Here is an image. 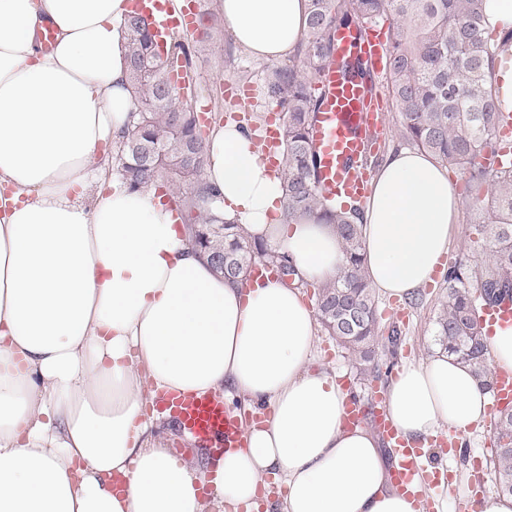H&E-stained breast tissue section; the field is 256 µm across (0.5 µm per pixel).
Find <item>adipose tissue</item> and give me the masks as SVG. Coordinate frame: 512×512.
Wrapping results in <instances>:
<instances>
[{"mask_svg":"<svg viewBox=\"0 0 512 512\" xmlns=\"http://www.w3.org/2000/svg\"><path fill=\"white\" fill-rule=\"evenodd\" d=\"M218 9L235 44L267 63L297 53L309 0ZM126 11V0H0V512H259L269 475L287 487L278 512H421L391 483L378 437L344 427L347 394L313 368L317 322L299 289L216 276L154 191L112 180L108 148L134 110ZM205 180L225 219L288 254L303 279L343 266L335 225L285 220L282 182L249 129L212 128ZM457 218L446 168L391 153L363 210L370 287L412 295ZM161 391L218 392L261 419L218 465L182 461L142 417ZM487 405L444 351L404 365L386 396L416 441L468 433Z\"/></svg>","mask_w":512,"mask_h":512,"instance_id":"obj_1","label":"adipose tissue"}]
</instances>
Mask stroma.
<instances>
[{
	"mask_svg": "<svg viewBox=\"0 0 512 512\" xmlns=\"http://www.w3.org/2000/svg\"><path fill=\"white\" fill-rule=\"evenodd\" d=\"M196 78L200 89L194 100L196 108L208 109L214 122H224L227 115H235L250 130L262 127L271 107L264 90L263 77L269 66L253 60L242 50L233 46L230 35L224 29L223 20H216L211 39L198 43L194 56ZM228 82L251 83L256 88L254 99L233 101L225 98L224 85ZM448 180L459 198V214L452 225L446 259L449 263L461 260L484 258L488 252L489 240L477 231L484 216L469 205L473 193L467 171L452 168ZM446 269L438 267L430 286L417 290L402 301L410 312L407 324L402 325V341L394 359L395 368L383 375L378 384L389 387L396 378V369L409 362H420L438 347L435 336V318L439 306L447 293ZM317 365L340 375L351 384L352 390L368 394L373 384L358 376L351 356L339 347L332 336L318 331L316 337ZM494 419L486 417L468 435L459 438L452 454H443L440 449H431L428 461L434 469L451 472L453 479L447 490L435 492L432 485H425L424 501H438V512H454V502L461 495L460 486L469 482L474 459L489 460L490 449L494 447Z\"/></svg>",
	"mask_w": 512,
	"mask_h": 512,
	"instance_id": "obj_1",
	"label": "stroma"
}]
</instances>
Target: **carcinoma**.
Returning <instances> with one entry per match:
<instances>
[{"label":"carcinoma","instance_id":"obj_1","mask_svg":"<svg viewBox=\"0 0 512 512\" xmlns=\"http://www.w3.org/2000/svg\"><path fill=\"white\" fill-rule=\"evenodd\" d=\"M483 0H310L301 51L288 64L267 71L266 96L284 114L283 151L278 175L290 219L315 215L336 226L346 263L316 293L318 318L329 335L357 360L362 372H376V347L397 352L400 336L391 328L377 335L373 292L363 268L358 220L362 208H343L318 185L320 157L310 128L320 100L315 75L334 56L340 26L389 22L387 68L403 135L441 163L467 169L486 195L473 206L487 215L490 248L486 258L448 267V296L436 318L440 349L469 365L483 389L490 388L488 349L479 324L485 306L512 301V169L478 162L491 146L507 111L489 86L496 57L512 35L498 40L482 27ZM129 63L135 111L114 157L122 183L131 191L167 177L176 185L174 203L182 223L213 270L229 280L251 273L262 262L279 277L296 274L288 256L251 238L221 218L214 207L219 192L204 180L206 140L197 112L193 54L186 36H167L160 50L153 18L128 12L119 23ZM493 469L500 492L512 494V409L496 414Z\"/></svg>","mask_w":512,"mask_h":512}]
</instances>
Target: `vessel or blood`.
Segmentation results:
<instances>
[{"label": "vessel or blood", "instance_id": "vessel-or-blood-1", "mask_svg": "<svg viewBox=\"0 0 512 512\" xmlns=\"http://www.w3.org/2000/svg\"><path fill=\"white\" fill-rule=\"evenodd\" d=\"M130 9L146 14L160 13L158 39L171 29H192L195 24L194 0H183L172 9L169 0H130ZM389 44L385 32L368 27H341L336 31L334 57L328 60L315 79L322 102L310 130L311 140L321 157L318 181L326 195L350 202L366 199L371 171L366 158L377 152L381 141L382 104L375 94L377 81L386 73ZM169 410L182 435L189 437L192 451L217 460L224 452L244 445L241 422L223 396L169 393L158 398ZM512 407V371H496L489 413ZM372 423L390 451L393 467L391 482L407 495L420 491L414 483L422 467L427 447L453 446L452 436L437 434L426 448L406 439L388 418L380 390L368 399L347 401L345 427Z\"/></svg>", "mask_w": 512, "mask_h": 512}]
</instances>
